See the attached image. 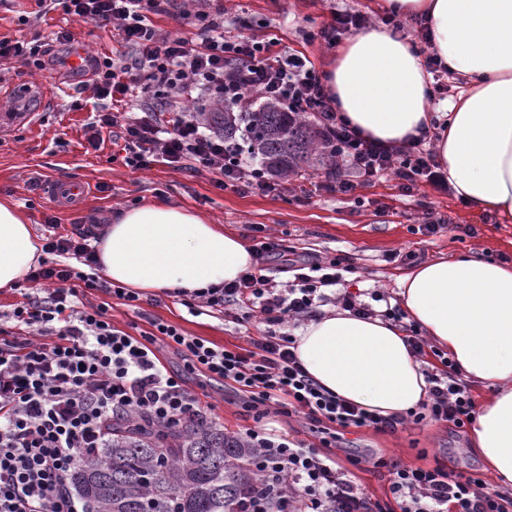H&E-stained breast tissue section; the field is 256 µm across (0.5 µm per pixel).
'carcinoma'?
<instances>
[{
    "mask_svg": "<svg viewBox=\"0 0 512 512\" xmlns=\"http://www.w3.org/2000/svg\"><path fill=\"white\" fill-rule=\"evenodd\" d=\"M224 138L244 131L250 155L277 179L325 156L315 125L267 103L258 112H201ZM255 451L239 437L204 422L164 432L149 426L112 427V443L82 460L69 476L91 512H242L241 498L257 483Z\"/></svg>",
    "mask_w": 512,
    "mask_h": 512,
    "instance_id": "obj_1",
    "label": "carcinoma"
}]
</instances>
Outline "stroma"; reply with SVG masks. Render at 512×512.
Segmentation results:
<instances>
[{"label": "stroma", "mask_w": 512, "mask_h": 512, "mask_svg": "<svg viewBox=\"0 0 512 512\" xmlns=\"http://www.w3.org/2000/svg\"><path fill=\"white\" fill-rule=\"evenodd\" d=\"M378 0H224L227 30L248 21L255 35H274L293 53L306 55L317 70L329 66L333 49L317 39L319 28L331 10H359L380 20ZM35 0H0V35L31 44L47 43L51 53L45 69L25 65L21 59L0 60V113L27 112L35 100L13 97L16 85L39 80L43 70L55 73L61 87L53 104L40 108L38 126L23 125L0 135V201L10 202L31 225L38 239L48 234L47 220L66 234L75 227L109 224L115 210L166 202L192 209L225 230L245 240L271 236L283 245L296 247L318 259L339 258L351 266L344 289L359 300L370 301L372 293L391 297L399 293L397 276L408 267L395 258L409 250L420 253L423 262L478 256L512 264V222L479 212L453 192L422 185L417 195L405 196L388 177L359 188L352 194L315 192L311 199L298 197L296 181H289L281 196L241 193L214 185L207 173H194L159 164L148 170H131L113 159L111 139L91 146L90 125L95 120V98L86 72L70 68L77 50L92 57L110 55L115 43L111 28L84 22L55 10L36 16ZM27 25H19L20 16ZM71 31L67 45L53 43L59 29ZM81 182L88 188L83 202L69 206L47 192L49 183ZM433 209L447 223L464 226L462 236L448 232L424 235L419 227L426 209ZM145 313L179 327L185 335L216 346L234 344L249 348L261 324H238L231 316L206 308L201 314L187 309L159 292L143 296ZM188 387L213 408L212 423L224 431L243 435L254 427L253 414L224 385L195 373H185ZM471 435L440 423H406L395 430L374 433L355 430L344 434L335 452L339 465L369 493L387 501V470L372 468V456H384L415 466L444 464L458 471H485L482 459L470 450Z\"/></svg>", "instance_id": "1"}]
</instances>
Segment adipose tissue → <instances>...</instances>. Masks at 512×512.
Here are the masks:
<instances>
[{"label":"adipose tissue","mask_w":512,"mask_h":512,"mask_svg":"<svg viewBox=\"0 0 512 512\" xmlns=\"http://www.w3.org/2000/svg\"><path fill=\"white\" fill-rule=\"evenodd\" d=\"M401 19H425L430 45L468 84L446 106L434 144L456 196L512 218V0H381ZM338 112L365 136L397 144L430 126L425 60L384 25L339 44L326 71ZM43 255L18 211L0 203V289L22 281ZM112 283L152 294L192 292L237 279L252 265L246 241L191 209L157 203L117 211L97 243ZM407 319L466 377L482 383L472 429L475 452L493 479L512 486V264L462 256L420 265L397 279ZM406 333L346 311L303 327L296 354L324 389L384 417L427 399Z\"/></svg>","instance_id":"adipose-tissue-1"}]
</instances>
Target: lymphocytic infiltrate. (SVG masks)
<instances>
[{"mask_svg":"<svg viewBox=\"0 0 512 512\" xmlns=\"http://www.w3.org/2000/svg\"><path fill=\"white\" fill-rule=\"evenodd\" d=\"M38 2L46 12L60 9L112 25L118 51L93 61L95 123L113 132L131 169L161 163L208 173L222 188L283 193V184L260 162L198 118L213 107L251 112L273 102L313 119L331 159L319 177L324 190L351 194L384 176L407 196L424 183L448 186L426 147L427 135L400 146L365 137L337 112L310 60L283 51L277 38L228 34L224 0ZM163 14L181 19L184 32L158 30L153 18ZM129 102L136 114L121 117L117 105ZM91 238L81 228L49 235L43 250L53 262L31 270L9 326H0V512H88L68 476L82 459L108 447L113 422L163 428L204 419V407L183 375L161 360L163 345L179 353L188 370L231 386L262 420L298 414L322 427L315 445L263 424L247 429L259 488L244 512H512V491L490 487L481 473L377 458L373 467L390 469L393 501L387 504L363 492L328 454L336 431L383 432L397 424L316 383L285 330L290 322L316 316L331 300L351 314L372 317L369 305L340 291L341 260H289L293 278L285 285L248 271L219 287L182 292L188 312L232 308L240 322L264 323L250 348H221L160 319L134 336L113 324L105 304H80V293L87 291L133 308L140 301L137 291L89 275L96 264ZM66 255L80 259L82 268L63 263ZM407 343L415 358L431 366L428 398L412 411L413 422L459 430L473 425L472 387L447 353L433 349L416 330Z\"/></svg>","mask_w":512,"mask_h":512,"instance_id":"obj_1","label":"lymphocytic infiltrate"}]
</instances>
